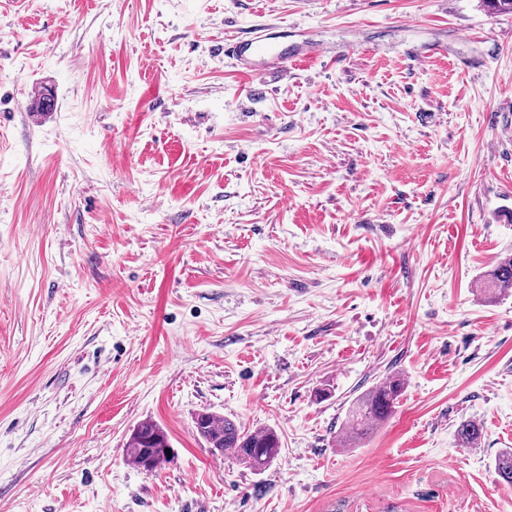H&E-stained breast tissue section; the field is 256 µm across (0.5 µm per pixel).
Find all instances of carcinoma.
<instances>
[{
    "mask_svg": "<svg viewBox=\"0 0 512 512\" xmlns=\"http://www.w3.org/2000/svg\"><path fill=\"white\" fill-rule=\"evenodd\" d=\"M483 287L492 288L500 294L512 291V257L501 258L485 274ZM404 388L403 379L391 374L358 397L342 428L345 447H353L380 428L393 413ZM194 428L214 452L230 455L255 472L265 470L281 452V441L274 430L265 428L249 431L213 412L197 413ZM481 434L480 425L472 420L461 422L457 428L459 442L464 448L473 447L480 440ZM168 447L170 442L165 431L154 421L145 420L130 435L126 458L129 464L142 470L145 460L152 455L160 463L167 461L164 449ZM495 470L504 482L512 485V449L498 457Z\"/></svg>",
    "mask_w": 512,
    "mask_h": 512,
    "instance_id": "carcinoma-1",
    "label": "carcinoma"
}]
</instances>
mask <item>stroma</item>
I'll list each match as a JSON object with an SVG mask.
<instances>
[{
	"label": "stroma",
	"mask_w": 512,
	"mask_h": 512,
	"mask_svg": "<svg viewBox=\"0 0 512 512\" xmlns=\"http://www.w3.org/2000/svg\"><path fill=\"white\" fill-rule=\"evenodd\" d=\"M273 23L320 57L240 73L225 39ZM1 30L0 512H512V294L481 284L512 255V13L0 0ZM202 410L279 457L212 453ZM404 388L403 379L391 374L355 400L342 428L346 448H353L388 420ZM194 428L214 452L230 455L255 472L265 470L281 452V441L274 430L242 429L234 421L213 412L197 413ZM170 442L165 431L154 421H142L133 430L127 442L126 458L129 464L147 473L154 470V462L148 461L144 469L145 460L155 455L158 464L168 461L164 448H170ZM172 456V450H171ZM144 469V470H143Z\"/></svg>",
	"instance_id": "obj_1"
}]
</instances>
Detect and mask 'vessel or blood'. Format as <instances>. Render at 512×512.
I'll list each match as a JSON object with an SVG mask.
<instances>
[{"instance_id":"vessel-or-blood-1","label":"vessel or blood","mask_w":512,"mask_h":512,"mask_svg":"<svg viewBox=\"0 0 512 512\" xmlns=\"http://www.w3.org/2000/svg\"><path fill=\"white\" fill-rule=\"evenodd\" d=\"M224 54L245 74L264 65L284 69L298 61L311 60L318 56L316 50L288 45L279 31L272 27L246 38L237 37L225 42Z\"/></svg>"}]
</instances>
